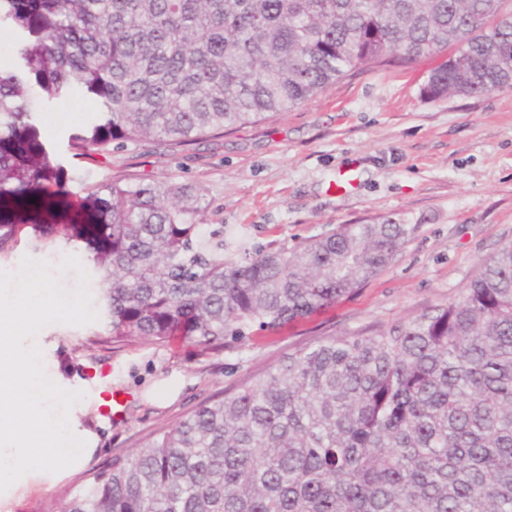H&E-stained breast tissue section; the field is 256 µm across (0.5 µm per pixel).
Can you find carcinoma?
Returning a JSON list of instances; mask_svg holds the SVG:
<instances>
[{
	"label": "carcinoma",
	"instance_id": "carcinoma-1",
	"mask_svg": "<svg viewBox=\"0 0 512 512\" xmlns=\"http://www.w3.org/2000/svg\"><path fill=\"white\" fill-rule=\"evenodd\" d=\"M504 0H0L18 33L0 67V253L29 225L90 253L105 333L204 350L276 331L353 293L393 260L408 224H347L224 258L189 183L51 190L64 167L28 90L97 113L74 157L149 137L191 144L297 107L355 71L455 51L425 93L512 87ZM49 512H512V242L455 300L369 334L288 354Z\"/></svg>",
	"mask_w": 512,
	"mask_h": 512
}]
</instances>
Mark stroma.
Segmentation results:
<instances>
[{
	"mask_svg": "<svg viewBox=\"0 0 512 512\" xmlns=\"http://www.w3.org/2000/svg\"><path fill=\"white\" fill-rule=\"evenodd\" d=\"M441 56L361 71L285 112L178 146L154 138L105 155L75 158L69 133L93 119L83 99L39 113L41 140L65 168L63 191L79 202L90 184L131 177L196 186L203 221L223 225L224 255L270 245L292 248L345 224L391 220L413 228L393 261L324 313L280 332L251 328L205 351L174 338L115 343L99 323L51 324L39 338L44 363L67 390L82 391L80 428L98 432L94 455L73 474L0 493V512H45L69 498L91 468L134 452L150 433L175 426L205 399L274 368L328 337L407 321L458 298L482 264L512 242V88L433 100L423 89ZM75 255L85 247L22 232L0 270L23 257ZM111 366L105 389L121 418L100 421L94 370Z\"/></svg>",
	"mask_w": 512,
	"mask_h": 512,
	"instance_id": "35a3bbf8",
	"label": "stroma"
}]
</instances>
